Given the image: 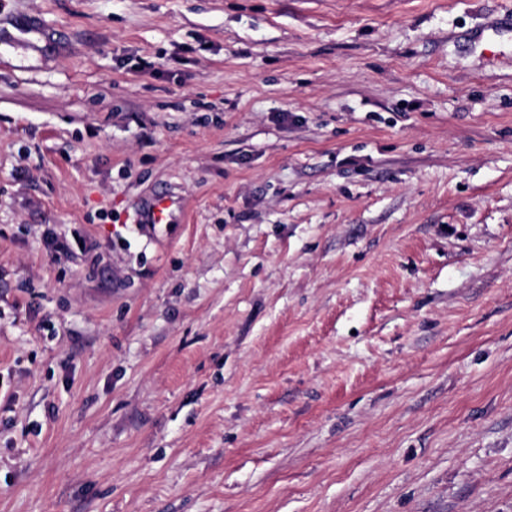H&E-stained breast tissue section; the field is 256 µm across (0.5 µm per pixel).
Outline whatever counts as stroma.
I'll return each instance as SVG.
<instances>
[{
	"label": "stroma",
	"mask_w": 512,
	"mask_h": 512,
	"mask_svg": "<svg viewBox=\"0 0 512 512\" xmlns=\"http://www.w3.org/2000/svg\"><path fill=\"white\" fill-rule=\"evenodd\" d=\"M0 512H512V0H0ZM176 209H183L180 197L166 192L155 194L142 210L141 224H170Z\"/></svg>",
	"instance_id": "35a3bbf8"
}]
</instances>
